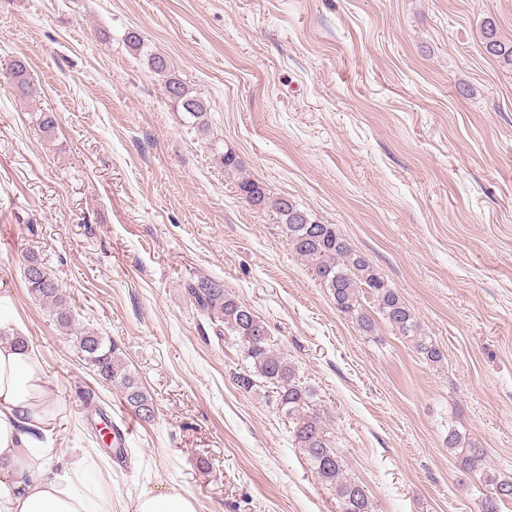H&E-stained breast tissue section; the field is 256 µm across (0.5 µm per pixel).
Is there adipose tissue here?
I'll return each instance as SVG.
<instances>
[{"instance_id":"obj_1","label":"adipose tissue","mask_w":512,"mask_h":512,"mask_svg":"<svg viewBox=\"0 0 512 512\" xmlns=\"http://www.w3.org/2000/svg\"><path fill=\"white\" fill-rule=\"evenodd\" d=\"M54 404L41 361L0 341V512H110L83 481V460L50 468L51 450L34 438L47 431Z\"/></svg>"}]
</instances>
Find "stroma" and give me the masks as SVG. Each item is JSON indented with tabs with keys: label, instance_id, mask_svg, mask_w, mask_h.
<instances>
[{
	"label": "stroma",
	"instance_id": "1",
	"mask_svg": "<svg viewBox=\"0 0 512 512\" xmlns=\"http://www.w3.org/2000/svg\"><path fill=\"white\" fill-rule=\"evenodd\" d=\"M489 18L512 39V0H0V327L44 365L59 407L45 445L82 455L112 512L172 489L198 512L339 510L292 422L235 385L238 346L185 292L197 277L265 324L373 512H480L452 429L512 476V66L483 49ZM151 53L206 101L205 130ZM242 173L337 225L442 362L337 312L271 209L241 198ZM31 252L66 289L71 331L28 292ZM86 329L118 342L157 405L123 466L88 420L127 409L81 361Z\"/></svg>",
	"mask_w": 512,
	"mask_h": 512
}]
</instances>
